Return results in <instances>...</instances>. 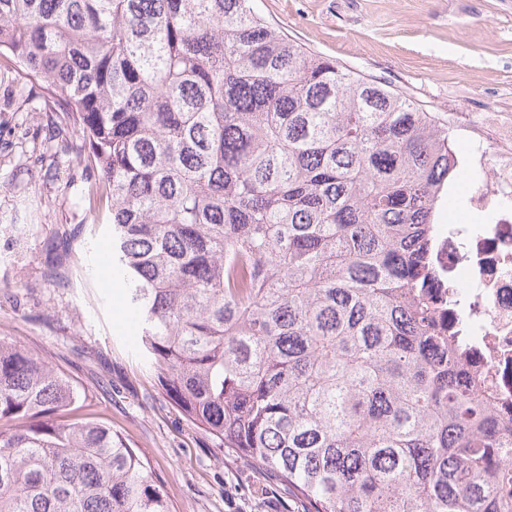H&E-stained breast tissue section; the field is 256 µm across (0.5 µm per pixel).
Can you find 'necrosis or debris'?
I'll list each match as a JSON object with an SVG mask.
<instances>
[{
    "label": "necrosis or debris",
    "mask_w": 512,
    "mask_h": 512,
    "mask_svg": "<svg viewBox=\"0 0 512 512\" xmlns=\"http://www.w3.org/2000/svg\"><path fill=\"white\" fill-rule=\"evenodd\" d=\"M470 202L491 212L489 224H438L431 263L432 293L450 323H461L487 388L502 409L512 410V203L478 185Z\"/></svg>",
    "instance_id": "4bbe7bcc"
}]
</instances>
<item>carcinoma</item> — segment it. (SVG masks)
<instances>
[{"label": "carcinoma", "instance_id": "1", "mask_svg": "<svg viewBox=\"0 0 512 512\" xmlns=\"http://www.w3.org/2000/svg\"><path fill=\"white\" fill-rule=\"evenodd\" d=\"M253 0H0V58L90 164L139 353L308 512H512V417L447 331L448 124ZM69 378L0 338V512H175Z\"/></svg>", "mask_w": 512, "mask_h": 512}]
</instances>
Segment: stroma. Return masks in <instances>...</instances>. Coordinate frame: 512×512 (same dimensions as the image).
<instances>
[{
	"label": "stroma",
	"instance_id": "35a3bbf8",
	"mask_svg": "<svg viewBox=\"0 0 512 512\" xmlns=\"http://www.w3.org/2000/svg\"><path fill=\"white\" fill-rule=\"evenodd\" d=\"M289 38L406 92L450 126L457 175L436 218L482 224L469 201L484 142L512 137V0H254ZM41 89L0 68V336L46 357L86 410L147 456L176 512H307L269 473L211 439L166 399L137 351L132 315L76 187L82 162L50 140ZM71 256L53 259L60 237Z\"/></svg>",
	"mask_w": 512,
	"mask_h": 512
}]
</instances>
